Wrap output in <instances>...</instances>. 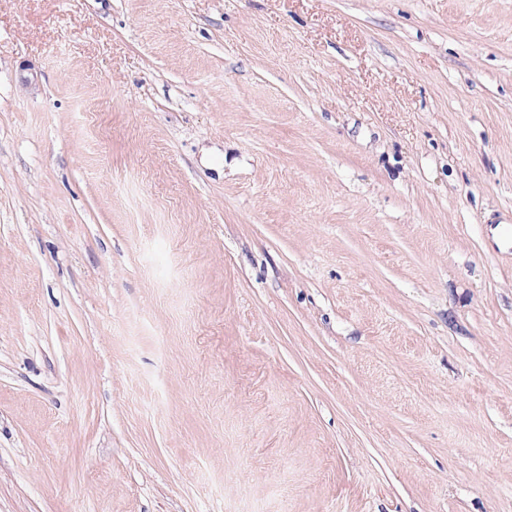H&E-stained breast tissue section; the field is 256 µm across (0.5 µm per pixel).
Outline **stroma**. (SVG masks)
<instances>
[{
  "label": "stroma",
  "mask_w": 512,
  "mask_h": 512,
  "mask_svg": "<svg viewBox=\"0 0 512 512\" xmlns=\"http://www.w3.org/2000/svg\"><path fill=\"white\" fill-rule=\"evenodd\" d=\"M0 512H512V0H0Z\"/></svg>",
  "instance_id": "obj_1"
}]
</instances>
